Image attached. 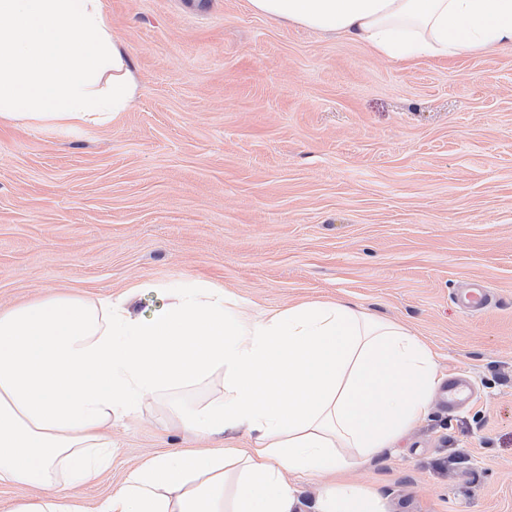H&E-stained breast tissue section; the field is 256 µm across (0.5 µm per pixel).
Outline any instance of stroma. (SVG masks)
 <instances>
[{
  "mask_svg": "<svg viewBox=\"0 0 512 512\" xmlns=\"http://www.w3.org/2000/svg\"><path fill=\"white\" fill-rule=\"evenodd\" d=\"M133 106L84 129L0 126V308L201 280L251 313L341 300L398 322L441 379L434 403L349 472L384 512H512V48L387 60L252 13L248 0H107ZM474 279L492 307L462 312ZM117 491L146 458L223 446L167 401L108 430Z\"/></svg>",
  "mask_w": 512,
  "mask_h": 512,
  "instance_id": "obj_1",
  "label": "stroma"
}]
</instances>
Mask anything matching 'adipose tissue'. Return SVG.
Segmentation results:
<instances>
[{"label":"adipose tissue","mask_w":512,"mask_h":512,"mask_svg":"<svg viewBox=\"0 0 512 512\" xmlns=\"http://www.w3.org/2000/svg\"><path fill=\"white\" fill-rule=\"evenodd\" d=\"M248 2L392 60L512 46V0ZM136 87L105 0H0V123L100 125ZM160 291L150 316L131 292L52 293L0 310V483L58 488L13 512H303L294 481L317 474L335 481L313 512H383L377 491L342 475L429 412L440 381L418 336L342 301L253 316L202 281ZM216 374L219 397L172 415L224 437V450L156 455L92 506L70 494L111 463L113 420ZM239 434L246 447L233 446Z\"/></svg>","instance_id":"ef3b65f1"}]
</instances>
